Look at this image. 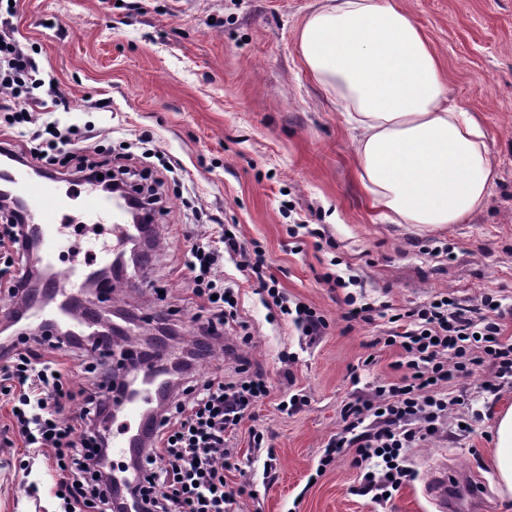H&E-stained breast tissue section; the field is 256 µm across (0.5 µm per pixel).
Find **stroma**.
Here are the masks:
<instances>
[{
  "label": "stroma",
  "instance_id": "obj_1",
  "mask_svg": "<svg viewBox=\"0 0 512 512\" xmlns=\"http://www.w3.org/2000/svg\"><path fill=\"white\" fill-rule=\"evenodd\" d=\"M319 2L137 0L118 9L115 0H19L16 37L33 49L41 78H55L65 101L51 107L41 87L28 109L37 126L56 118L93 129L104 145L149 135L190 173V181L169 186L168 210L156 218L158 246L146 284L124 289L117 300L142 332L165 322L177 328L174 353L193 347L200 311L183 267L187 238L219 234L224 224L262 247L292 301L326 318L324 336H303L225 262L224 278L238 285L239 313L252 334L239 354L270 385L269 398L228 441L238 468L226 479L247 490L239 512H435L425 486L443 462L486 485L490 512H512L497 494L491 466L494 416L512 405V387L494 397L483 393L482 369L450 390L462 396V412L483 414V421L473 432L452 426L409 449L416 477L388 502L364 490L354 449L317 470L342 427L345 404L397 377L396 349L372 344L384 319L344 321L343 305L321 279L326 268L358 276L366 301L395 309L440 292L465 305L494 294L512 335V0H396L435 50L449 103L480 118L497 166L486 207L433 232L390 223L359 185L355 132L296 53L297 28ZM100 101L105 109H97ZM196 207L209 222L194 220ZM303 220L320 230L323 247L310 236H289L288 226ZM298 393L306 406L282 411L280 401ZM8 422L1 407L0 512H59L52 458H24ZM255 429L266 437L263 448L252 446ZM33 481L35 496L27 492Z\"/></svg>",
  "mask_w": 512,
  "mask_h": 512
}]
</instances>
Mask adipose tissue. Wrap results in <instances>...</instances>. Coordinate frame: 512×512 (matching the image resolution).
<instances>
[{
  "label": "adipose tissue",
  "mask_w": 512,
  "mask_h": 512,
  "mask_svg": "<svg viewBox=\"0 0 512 512\" xmlns=\"http://www.w3.org/2000/svg\"><path fill=\"white\" fill-rule=\"evenodd\" d=\"M298 54L356 130L359 181L393 223L436 230L485 207L495 164L479 122L449 104L438 58L390 0H322L300 24ZM498 490L512 500V405L493 428Z\"/></svg>",
  "instance_id": "obj_1"
}]
</instances>
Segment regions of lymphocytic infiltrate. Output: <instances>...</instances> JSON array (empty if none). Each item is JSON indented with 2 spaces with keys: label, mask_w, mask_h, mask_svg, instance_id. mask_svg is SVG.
<instances>
[{
  "label": "lymphocytic infiltrate",
  "mask_w": 512,
  "mask_h": 512,
  "mask_svg": "<svg viewBox=\"0 0 512 512\" xmlns=\"http://www.w3.org/2000/svg\"><path fill=\"white\" fill-rule=\"evenodd\" d=\"M13 14V6H6L0 19V110L22 125L32 116L16 109L15 101L27 85L36 83L39 67L15 38L9 22ZM78 133L73 126L67 134L47 139L32 133L27 146L13 156L20 165L35 166L44 174H59L70 166L84 180L99 177L108 183L117 174L135 177V169L113 165L108 158L83 157L70 165L65 148ZM186 255L185 266L195 274L192 295L206 314L196 342L199 356L211 355L223 344L224 327L232 320L238 323L242 343L251 340L246 322L238 318L237 291L216 274L228 256L239 271L255 278L272 305L291 316L303 335L320 336L327 329V320L315 309L289 305L278 281L267 275L260 248L247 247L234 235L214 239L198 234L190 238ZM388 323L379 342L398 349L393 365L397 377L345 405L343 426L320 460L321 466H329L340 449L349 447L356 451V466L380 459L381 470L364 475L367 488L380 501L415 477L404 449L439 434L458 405V398L444 391L448 383L470 377L478 367L488 370L481 383L486 394H497L512 383V337L505 334L493 296L464 305L440 293L425 305L391 314ZM46 347L78 359L87 355L83 344L69 336L35 335L22 349L0 342V393L13 399L15 431L25 449L52 450L62 474L56 495L64 503L63 512H113L112 483L102 476L105 458L91 446L99 419L108 413L101 391L111 385L112 370L105 363L88 362L87 387L71 391L69 370L43 355ZM183 392L184 399L164 413L153 447L141 458L140 512H237L242 492L225 477L234 467L226 437L268 397L269 387L244 362L234 376L208 380L203 394L191 385Z\"/></svg>",
  "instance_id": "lymphocytic-infiltrate-1"
}]
</instances>
